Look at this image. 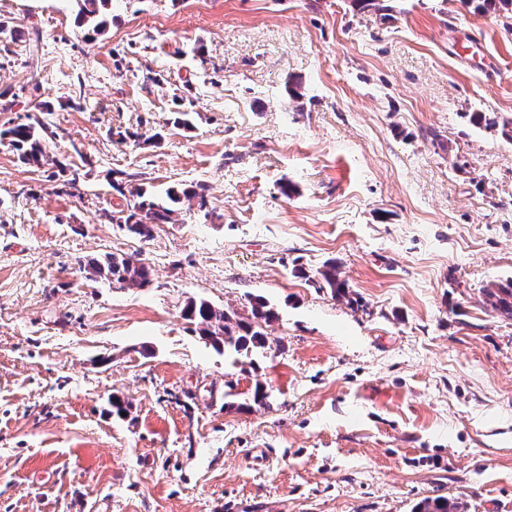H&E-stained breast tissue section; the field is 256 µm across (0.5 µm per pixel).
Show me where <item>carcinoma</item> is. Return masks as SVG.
Segmentation results:
<instances>
[{
    "instance_id": "carcinoma-1",
    "label": "carcinoma",
    "mask_w": 512,
    "mask_h": 512,
    "mask_svg": "<svg viewBox=\"0 0 512 512\" xmlns=\"http://www.w3.org/2000/svg\"><path fill=\"white\" fill-rule=\"evenodd\" d=\"M111 0H77V26L85 37L96 39L106 32L109 16L106 9ZM461 4L476 12L484 13L498 6H512V0H460ZM474 123L487 130L500 132L512 141V119H505L497 112H476ZM55 137V132L38 116L29 115L27 121L19 122L0 130V145L9 147L18 159L26 164L39 163L46 156V143ZM112 190L125 197L126 206L120 210L106 212L110 223L147 241L160 224H172L178 214V205L184 199L197 201L199 209L207 207L205 188L201 185L178 190L170 188L163 197H155L133 179L114 180ZM80 269L91 280H105L121 288H141L151 281L152 269L131 255L107 253L100 258H90L80 264ZM314 284L327 288L338 301L353 303L346 280L340 278L336 262L324 263L317 270ZM493 312L512 320V279L483 289ZM183 318L196 326L200 338L215 337L209 345L218 353H239L249 349H261L268 343L267 328L278 321V314L263 298L254 299L250 315L240 318L235 313L213 306L210 302L192 300L183 310ZM463 504L444 496L428 498L416 505L414 512H461Z\"/></svg>"
}]
</instances>
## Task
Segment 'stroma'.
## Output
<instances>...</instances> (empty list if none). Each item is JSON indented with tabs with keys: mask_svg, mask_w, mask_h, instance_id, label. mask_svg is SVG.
<instances>
[{
	"mask_svg": "<svg viewBox=\"0 0 512 512\" xmlns=\"http://www.w3.org/2000/svg\"><path fill=\"white\" fill-rule=\"evenodd\" d=\"M77 10L0 0V127L44 99L59 130L48 164L0 145V512H512V321L483 295L512 278V141L468 118H512V11L113 0L89 41ZM124 174L208 210L140 240L102 215ZM112 252L151 282L87 279ZM328 260L352 303L313 287ZM258 296L263 349L182 317Z\"/></svg>",
	"mask_w": 512,
	"mask_h": 512,
	"instance_id": "obj_1",
	"label": "stroma"
}]
</instances>
